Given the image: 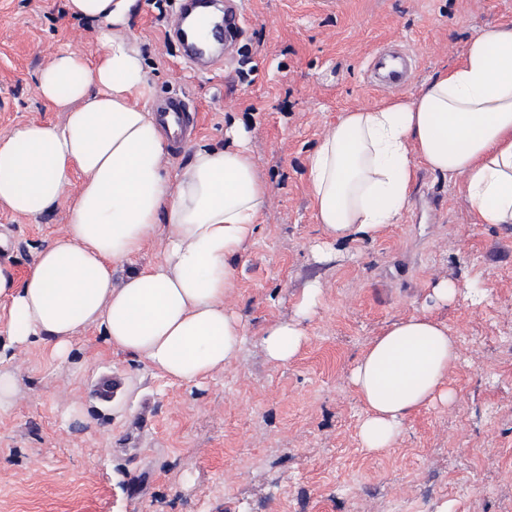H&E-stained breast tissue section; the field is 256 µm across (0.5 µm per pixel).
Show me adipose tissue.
<instances>
[{
  "instance_id": "obj_1",
  "label": "adipose tissue",
  "mask_w": 512,
  "mask_h": 512,
  "mask_svg": "<svg viewBox=\"0 0 512 512\" xmlns=\"http://www.w3.org/2000/svg\"><path fill=\"white\" fill-rule=\"evenodd\" d=\"M68 2L95 26L98 58L64 51L38 75L37 95L65 113L64 123L28 122L0 136V207L34 218L68 201L65 232L37 252L25 276L0 263L6 333L14 346L39 341L61 357L80 329L96 326L116 351L194 385L240 348L242 324L224 299L265 185L240 126L230 144L195 146L169 174L142 54L118 30L137 0ZM421 166L461 181L477 223L512 226V24L480 28L461 60L413 99L339 116L307 160L318 224L336 242L399 223ZM157 236L161 259L132 267ZM123 263L129 269L114 283ZM319 297L309 284L296 317L264 330L271 361L298 354ZM457 358L447 326L428 313L375 339L350 373L364 406L362 447L386 448L412 413L453 401L444 379Z\"/></svg>"
}]
</instances>
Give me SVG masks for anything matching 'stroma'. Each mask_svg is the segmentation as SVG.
Returning a JSON list of instances; mask_svg holds the SVG:
<instances>
[{
  "label": "stroma",
  "mask_w": 512,
  "mask_h": 512,
  "mask_svg": "<svg viewBox=\"0 0 512 512\" xmlns=\"http://www.w3.org/2000/svg\"><path fill=\"white\" fill-rule=\"evenodd\" d=\"M178 6L139 0L127 33L155 100L180 96L197 115L192 140L169 145L168 171L195 144H223L232 124L249 133L266 194L225 300L242 346L196 386L114 353L94 328L63 361L39 343L10 349L20 387L0 408V512H512V226L474 223L461 182L422 168L399 223L332 243L320 261L306 170L342 112L413 97L479 28L512 22V0H248L230 55L209 72L186 67L169 34ZM394 41L417 69L381 93L364 69ZM62 50L100 53L66 0H0V136L63 122L35 90ZM67 219L64 201L35 218L0 208V258L25 273ZM447 280L479 283L482 302L434 305ZM311 281L321 295L303 347L273 363L262 333L295 316ZM424 312L459 345L446 374L456 400L415 412L387 448L366 451L350 372L389 326Z\"/></svg>",
  "instance_id": "35a3bbf8"
}]
</instances>
